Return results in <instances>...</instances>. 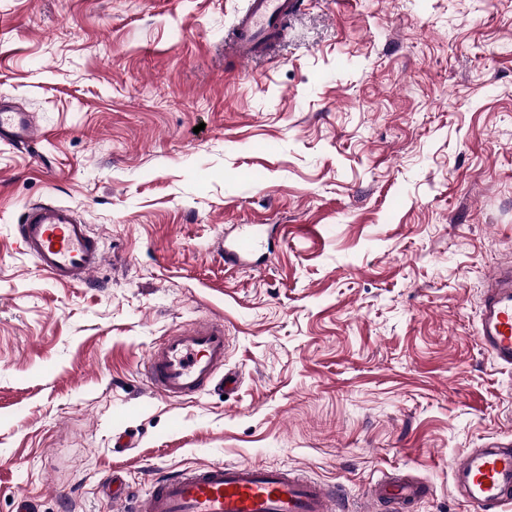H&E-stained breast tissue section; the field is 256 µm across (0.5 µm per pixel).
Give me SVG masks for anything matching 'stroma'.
I'll return each mask as SVG.
<instances>
[{
    "label": "stroma",
    "instance_id": "1",
    "mask_svg": "<svg viewBox=\"0 0 512 512\" xmlns=\"http://www.w3.org/2000/svg\"><path fill=\"white\" fill-rule=\"evenodd\" d=\"M263 59L224 36L244 0H0V512H111L209 463L275 464L357 512L381 474L466 512L449 470L512 438V370L476 339L512 261V0H306ZM77 209L105 264L49 280L13 234ZM270 253L228 266L225 233ZM220 319L229 392L143 376L164 336ZM131 436L129 448L113 437ZM37 125L28 112L21 111L10 100L0 99V140L14 146H25L40 139Z\"/></svg>",
    "mask_w": 512,
    "mask_h": 512
}]
</instances>
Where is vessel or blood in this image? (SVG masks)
Listing matches in <instances>:
<instances>
[{
    "label": "vessel or blood",
    "mask_w": 512,
    "mask_h": 512,
    "mask_svg": "<svg viewBox=\"0 0 512 512\" xmlns=\"http://www.w3.org/2000/svg\"><path fill=\"white\" fill-rule=\"evenodd\" d=\"M301 0H247L224 45L242 63L255 61L284 37ZM40 137L29 114L0 99V141L25 146ZM15 235L41 272L60 283H83L106 260L99 238L72 207L54 201L30 205ZM261 244L245 230L224 248L236 262ZM476 337L494 363L512 369V265L490 278L478 312ZM228 341L219 321L198 323L166 336L146 361L150 389L167 400L201 393L208 385L233 388L237 374L225 371ZM453 489L468 512H512V439L467 450L452 467ZM105 491L113 512H344L333 489L301 471L274 465L213 463L154 478L131 497L123 475L112 473ZM428 484L408 473H389L372 483L366 499L391 512H412L429 498Z\"/></svg>",
    "instance_id": "1"
}]
</instances>
